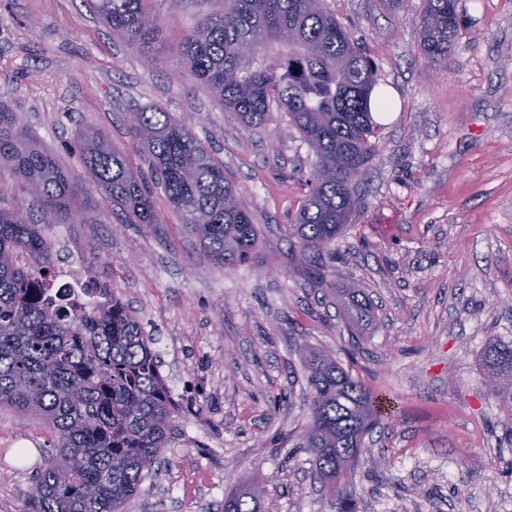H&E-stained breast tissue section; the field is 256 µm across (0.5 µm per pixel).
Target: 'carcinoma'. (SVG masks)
<instances>
[{"label": "carcinoma", "instance_id": "1", "mask_svg": "<svg viewBox=\"0 0 512 512\" xmlns=\"http://www.w3.org/2000/svg\"><path fill=\"white\" fill-rule=\"evenodd\" d=\"M128 46L146 53L157 17L147 0H86ZM463 0H423L419 41L432 63L448 61ZM249 44L248 56L240 47ZM182 61L195 82L246 129L284 114L315 156L308 194L289 225L312 285L332 290L324 274L330 246L350 223L353 181L377 152L388 108L374 94L375 70L325 0H224L185 40ZM130 124L152 177L135 172L122 152L87 126L77 138L86 171L132 224L161 223L159 189L213 262L232 268L250 261L259 231L210 150L184 121L157 108L135 107ZM0 163L15 170L38 202L33 218L0 205V408L41 419L57 442L32 478V512H122L161 449L172 440L179 405L160 374L154 339L130 305L81 303L54 287L52 243L41 224H67L77 186L57 158L37 145L17 115L0 107ZM345 319L357 333L373 324L364 291H338ZM310 423L297 447L310 455L314 478L336 501L352 481L363 438L390 412L336 358L303 347ZM493 397L512 411V343L489 337L481 359ZM224 512H273L252 483L224 498Z\"/></svg>", "mask_w": 512, "mask_h": 512}]
</instances>
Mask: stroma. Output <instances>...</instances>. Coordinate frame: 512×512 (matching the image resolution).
Here are the masks:
<instances>
[{
	"instance_id": "35a3bbf8",
	"label": "stroma",
	"mask_w": 512,
	"mask_h": 512,
	"mask_svg": "<svg viewBox=\"0 0 512 512\" xmlns=\"http://www.w3.org/2000/svg\"><path fill=\"white\" fill-rule=\"evenodd\" d=\"M326 5L391 99L325 270L374 303L377 325L357 342L288 238L315 161L300 133L278 113L244 129L183 70L181 46L217 0H148L160 28L146 55L85 0H0V104L57 156L87 206L85 222L44 233L58 262L83 263L135 310L182 405L125 512H224L243 480L263 484L276 512H336L294 447L309 415L304 342L395 405L364 440L347 512H512V418L479 368L488 338L512 341V0H465L443 65L421 54L423 0L395 11L381 0ZM135 105L172 113L212 148L260 229L250 262L215 265L163 193L150 228L104 199L75 136L99 129L149 173L128 130ZM51 445L39 420L0 409V512H27L31 472Z\"/></svg>"
}]
</instances>
